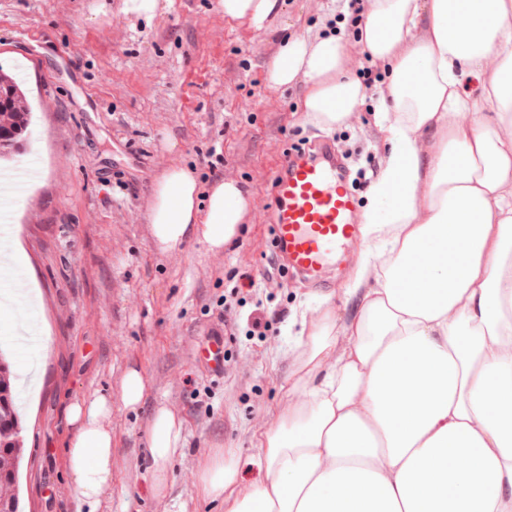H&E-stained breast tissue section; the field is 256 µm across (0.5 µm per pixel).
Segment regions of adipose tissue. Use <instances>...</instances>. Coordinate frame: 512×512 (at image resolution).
Masks as SVG:
<instances>
[{
	"label": "adipose tissue",
	"mask_w": 512,
	"mask_h": 512,
	"mask_svg": "<svg viewBox=\"0 0 512 512\" xmlns=\"http://www.w3.org/2000/svg\"><path fill=\"white\" fill-rule=\"evenodd\" d=\"M226 18L268 29L281 0H220ZM387 74L375 119L379 175L362 215L360 297L343 325H313L288 402L259 440V482L215 449L199 471L220 512H512V0H367L354 38H285L275 89L303 84L325 129L367 97L355 53ZM250 209L240 183L201 190L167 168L149 210L159 252L188 240L219 254ZM65 455L77 512L112 486V398L68 407ZM186 422L149 415L151 490L167 495Z\"/></svg>",
	"instance_id": "adipose-tissue-1"
}]
</instances>
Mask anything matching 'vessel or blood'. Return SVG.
I'll use <instances>...</instances> for the list:
<instances>
[{"instance_id": "1", "label": "vessel or blood", "mask_w": 512, "mask_h": 512, "mask_svg": "<svg viewBox=\"0 0 512 512\" xmlns=\"http://www.w3.org/2000/svg\"><path fill=\"white\" fill-rule=\"evenodd\" d=\"M272 191L276 253L287 269L323 287V271L360 239L356 199L336 172L330 146L322 145L317 157L307 151H283ZM203 360L212 376L223 377V333H210Z\"/></svg>"}]
</instances>
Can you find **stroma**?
Segmentation results:
<instances>
[{"mask_svg": "<svg viewBox=\"0 0 512 512\" xmlns=\"http://www.w3.org/2000/svg\"><path fill=\"white\" fill-rule=\"evenodd\" d=\"M150 19L124 0H0V71L20 75L34 111L28 154L38 176L16 200L8 244L26 259L20 276L39 304L0 312V337L15 313H32L42 337L33 358L41 382L20 412L24 512H74L64 458L66 407L115 390L128 366L151 384L143 407L112 401V489L100 512H212L197 474L212 449L251 466L258 437L288 401L303 322L333 307L348 321L359 302L343 295L358 257L324 270L325 288L284 271L271 244L269 182L283 149L332 141L349 173L376 178L383 135L371 87L351 120L328 130L300 109L301 86L269 87L266 66L286 34L324 29L344 0H285L275 32L225 20L220 0H158ZM195 170L201 188L237 180L251 201L236 243L210 253L189 241L159 253L148 211L168 167ZM238 295L225 303L224 290ZM269 324L252 336L254 319ZM231 335L224 378L195 359L208 328ZM165 404L187 421L186 448L170 469L166 498L148 490L149 413Z\"/></svg>", "mask_w": 512, "mask_h": 512, "instance_id": "stroma-1", "label": "stroma"}]
</instances>
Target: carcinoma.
I'll list each match as a JSON object with an SVG mask.
<instances>
[{
	"label": "carcinoma",
	"instance_id": "cac0c4a2",
	"mask_svg": "<svg viewBox=\"0 0 512 512\" xmlns=\"http://www.w3.org/2000/svg\"><path fill=\"white\" fill-rule=\"evenodd\" d=\"M31 122V112L17 84L0 75V131L7 145L0 148V157L20 150L24 133ZM18 410L10 385V369L0 359V512H18L20 496L17 475L23 458L20 446Z\"/></svg>",
	"mask_w": 512,
	"mask_h": 512
}]
</instances>
